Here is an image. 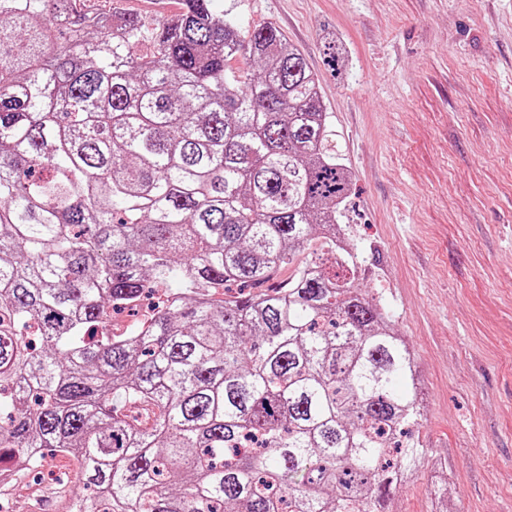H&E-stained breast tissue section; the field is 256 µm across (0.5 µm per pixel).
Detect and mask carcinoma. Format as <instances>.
Listing matches in <instances>:
<instances>
[{
  "mask_svg": "<svg viewBox=\"0 0 512 512\" xmlns=\"http://www.w3.org/2000/svg\"><path fill=\"white\" fill-rule=\"evenodd\" d=\"M59 2L0 0V464L76 459L68 512H389L415 361L336 247L352 178L307 59L210 0L117 32ZM315 244L342 274L295 264Z\"/></svg>",
  "mask_w": 512,
  "mask_h": 512,
  "instance_id": "1",
  "label": "carcinoma"
}]
</instances>
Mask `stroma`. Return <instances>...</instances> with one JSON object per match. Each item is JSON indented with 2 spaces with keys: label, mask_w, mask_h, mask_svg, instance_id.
Wrapping results in <instances>:
<instances>
[{
  "label": "stroma",
  "mask_w": 512,
  "mask_h": 512,
  "mask_svg": "<svg viewBox=\"0 0 512 512\" xmlns=\"http://www.w3.org/2000/svg\"><path fill=\"white\" fill-rule=\"evenodd\" d=\"M230 7L242 28L274 22L317 74L359 286L414 354L425 455L394 512H512V0H212ZM49 467L0 502L65 512L78 464ZM324 55L335 74L345 72L349 64L348 52L343 41L334 33L323 36Z\"/></svg>",
  "instance_id": "1"
}]
</instances>
